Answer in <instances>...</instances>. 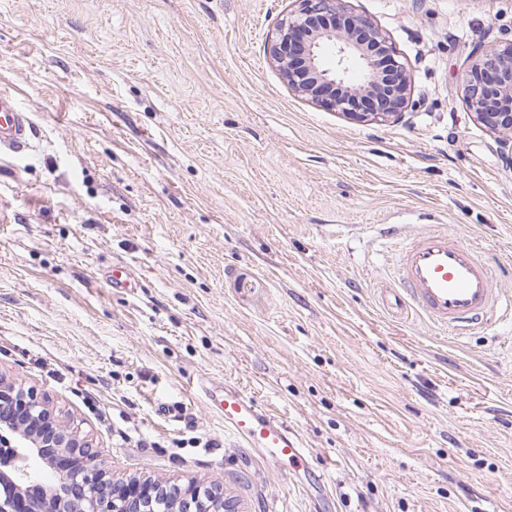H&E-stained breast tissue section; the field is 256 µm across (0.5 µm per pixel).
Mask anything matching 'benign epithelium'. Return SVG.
Masks as SVG:
<instances>
[{
	"mask_svg": "<svg viewBox=\"0 0 512 512\" xmlns=\"http://www.w3.org/2000/svg\"><path fill=\"white\" fill-rule=\"evenodd\" d=\"M279 20L268 56L295 94L360 122L395 123L409 106V77L389 34L347 0H297ZM328 48L336 68L324 66ZM355 63L363 77L346 78ZM464 99L473 119L501 138L512 167V42L475 57ZM63 463L61 489H30L27 461ZM223 485L115 477L82 429L32 386L0 377V512H227Z\"/></svg>",
	"mask_w": 512,
	"mask_h": 512,
	"instance_id": "obj_1",
	"label": "benign epithelium"
}]
</instances>
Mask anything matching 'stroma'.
Returning <instances> with one entry per match:
<instances>
[{
  "label": "stroma",
  "mask_w": 512,
  "mask_h": 512,
  "mask_svg": "<svg viewBox=\"0 0 512 512\" xmlns=\"http://www.w3.org/2000/svg\"><path fill=\"white\" fill-rule=\"evenodd\" d=\"M411 77L396 124L294 95L293 0H0V375L118 476L216 480L241 512H512V315L456 338L389 313L379 227L448 228L512 295V170L463 99L512 0H349ZM138 286L110 287L113 268ZM241 389L305 450L212 406ZM34 130L15 96L0 92V155L18 154L33 147ZM224 424L249 448H265L272 458L302 456L304 449L273 414L260 411L255 400L242 391L224 389L218 403Z\"/></svg>",
  "instance_id": "stroma-1"
}]
</instances>
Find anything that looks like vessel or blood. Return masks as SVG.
Wrapping results in <instances>:
<instances>
[{
  "instance_id": "vessel-or-blood-1",
  "label": "vessel or blood",
  "mask_w": 512,
  "mask_h": 512,
  "mask_svg": "<svg viewBox=\"0 0 512 512\" xmlns=\"http://www.w3.org/2000/svg\"><path fill=\"white\" fill-rule=\"evenodd\" d=\"M33 125L15 96L0 92V155L18 154L33 146ZM382 248L394 255L391 294L400 312L422 315L437 326L457 331L475 324L500 307L512 308L495 288L489 266L468 244L444 229L413 237L393 227L380 228ZM218 407L225 425L250 448L266 449L273 458H292L304 450L273 414L260 411L241 391H225Z\"/></svg>"
}]
</instances>
